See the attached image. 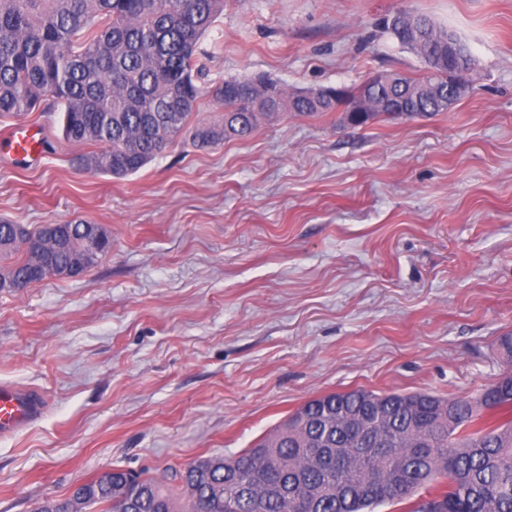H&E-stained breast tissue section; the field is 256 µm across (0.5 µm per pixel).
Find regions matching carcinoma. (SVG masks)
<instances>
[{"label": "carcinoma", "instance_id": "carcinoma-1", "mask_svg": "<svg viewBox=\"0 0 512 512\" xmlns=\"http://www.w3.org/2000/svg\"><path fill=\"white\" fill-rule=\"evenodd\" d=\"M224 0H0V118L41 107L62 137L87 151L92 174L124 178L187 136L212 148L240 140L264 117L310 116L361 101L357 126L386 116L428 118L448 110V89L474 65L468 46L423 15L402 10L382 30L421 59L424 75L387 88L360 82L341 98L288 92L231 78L203 88V38ZM208 96L217 120L189 127ZM83 221L35 229L0 219V291L39 283L82 263ZM512 512V368L475 399L356 388L312 399L255 446L206 456L160 478L116 470L89 481L83 509L98 512Z\"/></svg>", "mask_w": 512, "mask_h": 512}]
</instances>
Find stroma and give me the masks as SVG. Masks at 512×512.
<instances>
[{"mask_svg": "<svg viewBox=\"0 0 512 512\" xmlns=\"http://www.w3.org/2000/svg\"><path fill=\"white\" fill-rule=\"evenodd\" d=\"M468 45L469 92L430 118L261 120L182 138L123 179L75 161L32 112L40 163H0V218L102 225L75 278L0 292V382L47 398L0 438V512L106 469L149 476L264 437L355 388L477 395L512 334V0H224L205 80L350 87L425 65L378 26L399 9Z\"/></svg>", "mask_w": 512, "mask_h": 512, "instance_id": "obj_1", "label": "stroma"}]
</instances>
